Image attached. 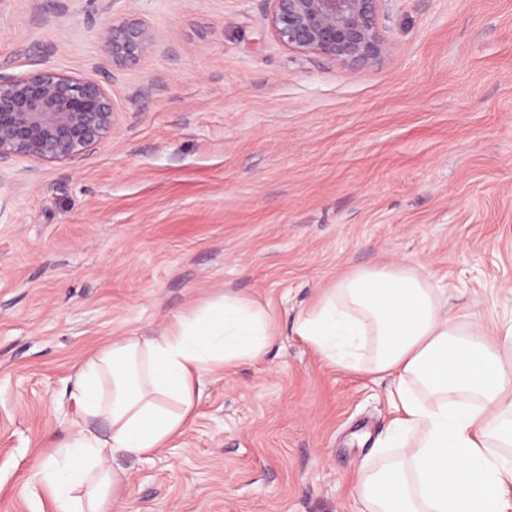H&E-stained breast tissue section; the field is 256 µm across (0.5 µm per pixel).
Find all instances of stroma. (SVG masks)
Returning a JSON list of instances; mask_svg holds the SVG:
<instances>
[{"label":"stroma","instance_id":"35a3bbf8","mask_svg":"<svg viewBox=\"0 0 512 512\" xmlns=\"http://www.w3.org/2000/svg\"><path fill=\"white\" fill-rule=\"evenodd\" d=\"M269 0H0V76L96 78L112 135L84 159L0 164V512H49L32 480L80 416L79 363L232 290L268 309L256 361L204 378L151 458L115 455L127 512H362L360 463L390 380L296 332L339 275L403 261L493 332L512 324V0H387L389 49L357 70L273 36ZM151 54L115 69L103 25ZM104 54L113 68L121 69L138 63L155 46L156 36L142 19H112L101 34Z\"/></svg>","mask_w":512,"mask_h":512}]
</instances>
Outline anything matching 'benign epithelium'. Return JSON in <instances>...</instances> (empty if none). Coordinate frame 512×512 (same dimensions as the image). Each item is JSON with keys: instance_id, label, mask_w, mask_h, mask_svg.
<instances>
[{"instance_id": "7a95c632", "label": "benign epithelium", "mask_w": 512, "mask_h": 512, "mask_svg": "<svg viewBox=\"0 0 512 512\" xmlns=\"http://www.w3.org/2000/svg\"><path fill=\"white\" fill-rule=\"evenodd\" d=\"M269 27L285 47L317 52L356 70L384 55L380 25L386 0H270ZM112 67L138 63L155 46L139 18L113 19L101 34ZM115 108L95 79L52 67L0 77V163H72L112 134Z\"/></svg>"}]
</instances>
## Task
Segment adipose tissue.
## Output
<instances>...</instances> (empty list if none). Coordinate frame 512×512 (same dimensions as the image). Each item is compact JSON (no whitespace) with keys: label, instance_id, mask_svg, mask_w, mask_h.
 I'll use <instances>...</instances> for the list:
<instances>
[{"label":"adipose tissue","instance_id":"ef3b65f1","mask_svg":"<svg viewBox=\"0 0 512 512\" xmlns=\"http://www.w3.org/2000/svg\"><path fill=\"white\" fill-rule=\"evenodd\" d=\"M296 330L346 371L393 382L391 440L400 460L359 466L351 494L366 512H512V325L490 335L448 313L417 267L356 269L326 288ZM272 316L227 291L173 316L154 337L123 336L80 364L72 396L86 419L36 480L51 512L122 507L118 454L147 458L180 436L203 393L202 375L263 356Z\"/></svg>","mask_w":512,"mask_h":512}]
</instances>
